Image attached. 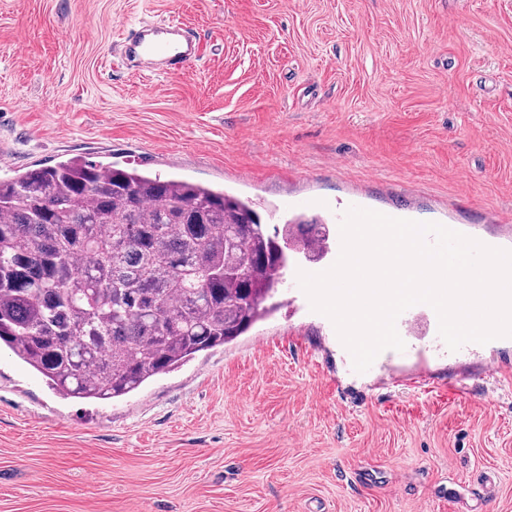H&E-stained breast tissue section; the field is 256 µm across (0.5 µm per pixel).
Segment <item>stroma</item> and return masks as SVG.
<instances>
[{"label":"stroma","instance_id":"obj_1","mask_svg":"<svg viewBox=\"0 0 512 512\" xmlns=\"http://www.w3.org/2000/svg\"><path fill=\"white\" fill-rule=\"evenodd\" d=\"M171 19L183 71L114 65ZM252 199L359 192L512 249V0H0V151ZM343 163L349 182L331 167ZM480 206L481 216L470 213ZM246 333L106 402L63 399L0 350V512H512V375L481 359L353 374L287 286Z\"/></svg>","mask_w":512,"mask_h":512}]
</instances>
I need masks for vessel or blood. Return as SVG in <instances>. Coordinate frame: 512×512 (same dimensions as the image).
Here are the masks:
<instances>
[{"label": "vessel or blood", "instance_id": "obj_1", "mask_svg": "<svg viewBox=\"0 0 512 512\" xmlns=\"http://www.w3.org/2000/svg\"><path fill=\"white\" fill-rule=\"evenodd\" d=\"M205 50L200 40L189 36L178 21L161 24H138L127 29L119 44L122 63H134L145 68L163 66L168 70H185L193 59ZM361 196H348L346 201H324L321 209L327 220L339 224L348 206H363ZM396 329L405 340V356L420 360L433 355L448 354L449 349L439 334V321L435 310L426 304H418L401 313Z\"/></svg>", "mask_w": 512, "mask_h": 512}]
</instances>
